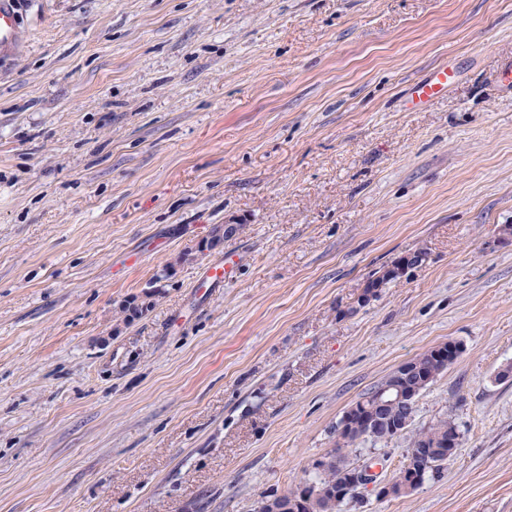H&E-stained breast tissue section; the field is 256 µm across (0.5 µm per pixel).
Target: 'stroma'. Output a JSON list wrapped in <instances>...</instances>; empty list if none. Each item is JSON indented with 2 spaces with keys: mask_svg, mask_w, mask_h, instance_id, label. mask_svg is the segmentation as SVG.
Wrapping results in <instances>:
<instances>
[{
  "mask_svg": "<svg viewBox=\"0 0 512 512\" xmlns=\"http://www.w3.org/2000/svg\"><path fill=\"white\" fill-rule=\"evenodd\" d=\"M23 13L0 63V512H258L314 478L364 393L450 341L410 430L339 457L390 481L446 417L456 453L342 512H512V0ZM444 61L450 91L409 108ZM448 429H455L459 438L460 435L454 420L448 417L437 421L435 424L420 429L411 440L409 448H415L420 443L432 442L433 440L438 439L441 435H447ZM409 448H407V453Z\"/></svg>",
  "mask_w": 512,
  "mask_h": 512,
  "instance_id": "35a3bbf8",
  "label": "stroma"
}]
</instances>
